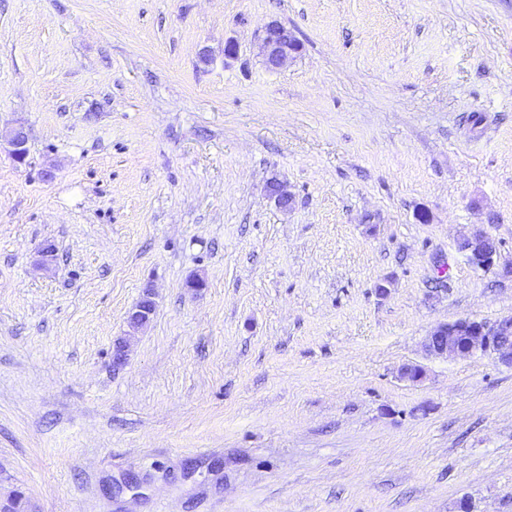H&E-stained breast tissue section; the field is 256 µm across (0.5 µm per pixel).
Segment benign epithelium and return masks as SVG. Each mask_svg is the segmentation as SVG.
<instances>
[{
	"label": "benign epithelium",
	"instance_id": "benign-epithelium-1",
	"mask_svg": "<svg viewBox=\"0 0 512 512\" xmlns=\"http://www.w3.org/2000/svg\"><path fill=\"white\" fill-rule=\"evenodd\" d=\"M263 46L266 63L271 68L284 65L291 55L298 51L294 37L278 23H272L266 28ZM27 140V134L22 130L13 131L7 136V144L16 159L25 158ZM267 189L277 207L288 208L291 197L283 185L273 182ZM491 242L493 238L486 234H479L464 242V251L467 252V258L473 266L487 270L495 264L497 251L489 249ZM155 310V302L148 293L129 313L130 323L138 325L148 322ZM427 348L430 353L440 356L481 352L501 362L512 364V317L494 325L469 318L440 325L430 336Z\"/></svg>",
	"mask_w": 512,
	"mask_h": 512
}]
</instances>
